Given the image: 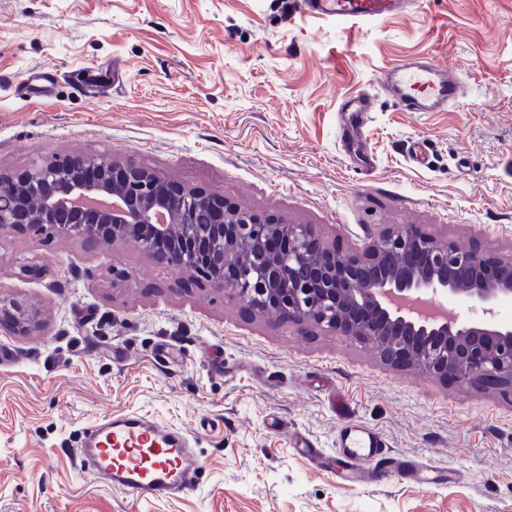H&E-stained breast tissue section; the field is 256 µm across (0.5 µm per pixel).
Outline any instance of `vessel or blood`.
<instances>
[{"instance_id":"1","label":"vessel or blood","mask_w":512,"mask_h":512,"mask_svg":"<svg viewBox=\"0 0 512 512\" xmlns=\"http://www.w3.org/2000/svg\"><path fill=\"white\" fill-rule=\"evenodd\" d=\"M413 0H305L308 12L339 21L384 18L410 7ZM378 84L406 112H446L466 94V84L454 66L426 58L404 59L380 72ZM378 433L362 426L346 428L336 460L346 480L368 486L385 484L404 473L430 485L442 484L448 473L419 460L392 459L385 467L369 463L383 452ZM87 473L112 487L147 500H162L195 486L194 451L185 437L139 417L104 418L87 428L76 450Z\"/></svg>"}]
</instances>
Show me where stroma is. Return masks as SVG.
Listing matches in <instances>:
<instances>
[{"mask_svg": "<svg viewBox=\"0 0 512 512\" xmlns=\"http://www.w3.org/2000/svg\"><path fill=\"white\" fill-rule=\"evenodd\" d=\"M407 57L453 63L469 96L405 112L377 85ZM120 67L88 97L83 67ZM373 102L366 143L337 106ZM131 162L358 251L398 224L512 256V0H422L341 24L300 0H0V169ZM122 270L117 279L113 270ZM132 244L0 231V293L43 311L0 327V512H512V391L442 383L239 298ZM186 434L194 490L139 500L73 450L107 416ZM446 468L448 484L337 480L343 430Z\"/></svg>", "mask_w": 512, "mask_h": 512, "instance_id": "1", "label": "stroma"}]
</instances>
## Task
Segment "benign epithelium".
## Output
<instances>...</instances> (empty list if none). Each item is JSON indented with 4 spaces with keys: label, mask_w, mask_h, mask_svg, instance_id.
I'll return each mask as SVG.
<instances>
[{
    "label": "benign epithelium",
    "mask_w": 512,
    "mask_h": 512,
    "mask_svg": "<svg viewBox=\"0 0 512 512\" xmlns=\"http://www.w3.org/2000/svg\"><path fill=\"white\" fill-rule=\"evenodd\" d=\"M198 208L203 224L192 219ZM7 227H46L93 245L133 241L158 264L181 267L260 314L312 322L346 342L373 340L385 360L444 382L512 389V325L464 321L447 306L493 315L512 296V257L461 250L415 224L344 252L322 246L312 224L262 220L133 163L86 154L0 172ZM0 310L23 335L42 321L39 308L2 295Z\"/></svg>",
    "instance_id": "benign-epithelium-1"
}]
</instances>
